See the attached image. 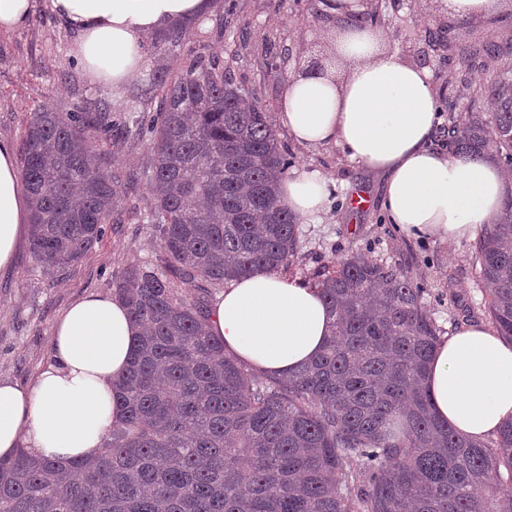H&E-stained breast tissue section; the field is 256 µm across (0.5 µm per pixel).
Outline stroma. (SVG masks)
Masks as SVG:
<instances>
[{"mask_svg": "<svg viewBox=\"0 0 512 512\" xmlns=\"http://www.w3.org/2000/svg\"><path fill=\"white\" fill-rule=\"evenodd\" d=\"M314 0H224V20L207 15L189 28L182 54L149 58L148 68L165 64L176 68L187 55L237 54L236 82L257 98L269 114H277L283 82L295 67L298 47L312 48L326 57L331 37ZM410 22L391 11L381 13L380 24L388 45L402 52L422 27L435 24L432 7L415 6ZM76 36L61 28L48 8L36 0L34 15L25 28L0 31V140L20 146L33 109L47 104L61 111L76 109L91 91L114 97L112 87L90 78L75 54ZM278 142L292 154L295 171L320 172L330 183V194L312 220L297 226L298 248L288 276L317 282L340 258L362 253L369 259L407 272L424 290V303L443 334L466 324H490L487 295L475 262V242L447 245L434 238L408 237L389 224L383 209L386 178L350 160L337 147H302L278 129ZM108 166L118 170L132 204L147 209L150 195L138 174L147 163L145 148L136 142L102 144ZM364 192L370 206L351 211L348 196ZM162 255L154 225L129 219L107 225L101 241L76 265L45 274L22 238L11 268L0 271V379L28 384L48 359L49 339L57 320L74 301L89 293L111 296L116 278L134 265L159 266Z\"/></svg>", "mask_w": 512, "mask_h": 512, "instance_id": "1", "label": "stroma"}]
</instances>
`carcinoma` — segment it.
<instances>
[{
    "label": "carcinoma",
    "mask_w": 512,
    "mask_h": 512,
    "mask_svg": "<svg viewBox=\"0 0 512 512\" xmlns=\"http://www.w3.org/2000/svg\"><path fill=\"white\" fill-rule=\"evenodd\" d=\"M186 33L148 37L151 52L176 54ZM430 35L488 71L448 101V151L512 166V65L498 64L512 31L465 44L448 25ZM235 61L158 67L120 109L91 94L78 112L30 113L19 170L43 272L78 263L125 213L156 225L163 271L129 267L115 282L141 333L115 383L122 416L110 437L91 458L0 459V512H512V420L490 446L435 417L422 380L440 328L403 271L358 253L337 261L318 283L332 335L282 378L226 354L207 313L179 293L176 278L202 289L282 272L297 250L299 219L277 199L294 161L236 83ZM480 98L493 111L456 115L457 101ZM91 129L146 147V211L118 190ZM476 259L492 323L512 339V195Z\"/></svg>",
    "instance_id": "carcinoma-1"
}]
</instances>
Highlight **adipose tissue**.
I'll list each match as a JSON object with an SVG mask.
<instances>
[{"instance_id": "ef3b65f1", "label": "adipose tissue", "mask_w": 512, "mask_h": 512, "mask_svg": "<svg viewBox=\"0 0 512 512\" xmlns=\"http://www.w3.org/2000/svg\"><path fill=\"white\" fill-rule=\"evenodd\" d=\"M211 0H50L61 27L77 36L92 74L122 92L145 69L142 39L177 21L203 17ZM333 64L284 82L278 122L303 146L334 145L386 174L383 205L409 236L474 240L495 223L512 179L491 159L435 147L437 95L428 67L390 52L386 33L366 18L369 0H319ZM329 195L319 172L285 178L279 200L312 219ZM29 221L16 152L0 141V269L12 265ZM334 315L318 288L258 271L228 281L208 312L207 330L256 370L283 376L323 350ZM139 333L115 297L89 294L54 327L50 359L28 385L0 380V459L20 449L67 462L97 452L120 419L114 382ZM424 387L434 413L460 436L481 441L512 418V342L470 324L442 337Z\"/></svg>"}]
</instances>
